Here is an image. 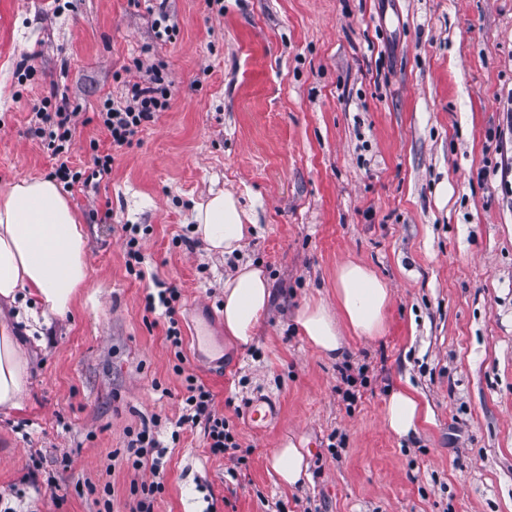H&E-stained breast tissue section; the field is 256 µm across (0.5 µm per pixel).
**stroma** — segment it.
<instances>
[{"mask_svg":"<svg viewBox=\"0 0 512 512\" xmlns=\"http://www.w3.org/2000/svg\"><path fill=\"white\" fill-rule=\"evenodd\" d=\"M152 68L170 105L113 149L96 113ZM47 99L75 113L63 160L109 152L112 170L65 191L88 277L25 340L21 406L0 409V512H129L153 476L124 450L155 420L154 512H512V0H0V191L63 161L28 133ZM220 190L254 222L230 257L193 232ZM346 260L391 300L339 362L294 316L335 305ZM247 261L272 299L245 348L222 306ZM160 288L181 294L182 366L145 308ZM188 373L242 464L181 424ZM406 383L434 421L400 439L384 412ZM288 441L308 465L292 487L270 464Z\"/></svg>","mask_w":512,"mask_h":512,"instance_id":"35a3bbf8","label":"stroma"}]
</instances>
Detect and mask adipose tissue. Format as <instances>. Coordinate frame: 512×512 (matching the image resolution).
Returning <instances> with one entry per match:
<instances>
[{
	"label": "adipose tissue",
	"mask_w": 512,
	"mask_h": 512,
	"mask_svg": "<svg viewBox=\"0 0 512 512\" xmlns=\"http://www.w3.org/2000/svg\"><path fill=\"white\" fill-rule=\"evenodd\" d=\"M195 232L208 250L230 256L250 228L238 198L213 193L195 208ZM87 241L77 212L57 183L21 179L0 192V298H35L42 316H65L87 279ZM390 290L369 266L347 261L336 268V304H308L295 323L305 340L330 359L341 358L348 337H371L384 326ZM271 301L263 270L239 264L224 282V333L247 346ZM30 376L29 358L20 336L0 320V408H20ZM384 419L400 438L419 434L433 411L411 386L391 392Z\"/></svg>",
	"instance_id": "ef3b65f1"
}]
</instances>
